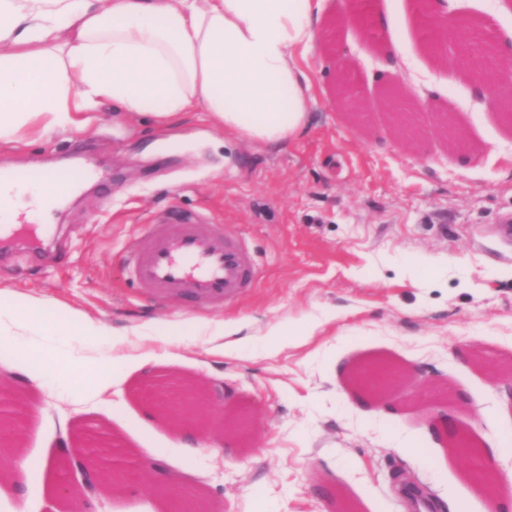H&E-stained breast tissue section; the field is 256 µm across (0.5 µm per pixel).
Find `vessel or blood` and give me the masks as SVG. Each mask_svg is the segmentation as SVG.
Wrapping results in <instances>:
<instances>
[{
  "mask_svg": "<svg viewBox=\"0 0 512 512\" xmlns=\"http://www.w3.org/2000/svg\"><path fill=\"white\" fill-rule=\"evenodd\" d=\"M254 265L233 236L173 214L146 225L129 260L133 279L160 300L220 304L252 286Z\"/></svg>",
  "mask_w": 512,
  "mask_h": 512,
  "instance_id": "1",
  "label": "vessel or blood"
}]
</instances>
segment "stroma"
<instances>
[{
	"mask_svg": "<svg viewBox=\"0 0 512 512\" xmlns=\"http://www.w3.org/2000/svg\"><path fill=\"white\" fill-rule=\"evenodd\" d=\"M345 8L324 0V38L307 60L317 103L289 146L225 143L202 112L161 130L119 119L108 102L83 134L0 143V168L67 170L86 158L96 170L60 209H21L0 249V295L29 299L44 329L29 363L57 368L35 385L24 368L0 367V411L12 412L28 461L18 482L0 479V512H49L71 467L65 446L82 431L103 434L131 472L94 512H168L186 482L196 512H410L404 480L439 503L503 512L473 495L464 457L432 425L449 416L467 447L504 448L492 465L512 471V242L497 234L512 217V118L431 55L419 0H375L379 43L367 28L336 26ZM448 8L512 46V0ZM340 59L368 105L357 120L333 103ZM395 84L423 105L407 126L379 105ZM172 210L244 242L253 286L221 306L138 287L125 258L142 225ZM59 308L104 335H69ZM309 319L319 326L303 341L270 334ZM155 324L184 333L146 343L133 333ZM216 332L236 355L209 354ZM119 356L112 395L90 400L97 367ZM374 363L387 367L381 406L345 385L352 367ZM213 380L225 400L195 424L199 446L186 452L180 423L148 396Z\"/></svg>",
	"mask_w": 512,
	"mask_h": 512,
	"instance_id": "stroma-1",
	"label": "stroma"
}]
</instances>
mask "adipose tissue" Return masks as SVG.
<instances>
[{
  "label": "adipose tissue",
  "mask_w": 512,
  "mask_h": 512,
  "mask_svg": "<svg viewBox=\"0 0 512 512\" xmlns=\"http://www.w3.org/2000/svg\"><path fill=\"white\" fill-rule=\"evenodd\" d=\"M323 0H0V140L84 131L101 102L173 126L207 112L228 142L281 146L316 101L302 62ZM65 172L0 183V222L22 196L51 211ZM26 299L0 306L1 336H37Z\"/></svg>",
  "instance_id": "obj_1"
}]
</instances>
